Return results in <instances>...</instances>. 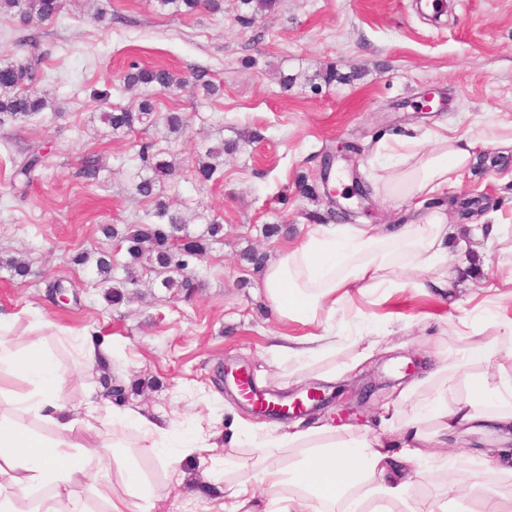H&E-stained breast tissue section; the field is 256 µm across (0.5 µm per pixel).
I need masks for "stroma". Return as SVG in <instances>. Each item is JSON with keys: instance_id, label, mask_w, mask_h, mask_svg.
I'll use <instances>...</instances> for the list:
<instances>
[{"instance_id": "35a3bbf8", "label": "stroma", "mask_w": 512, "mask_h": 512, "mask_svg": "<svg viewBox=\"0 0 512 512\" xmlns=\"http://www.w3.org/2000/svg\"><path fill=\"white\" fill-rule=\"evenodd\" d=\"M111 24L95 22L66 0L55 19L22 24L0 16V61L26 54L21 36L30 34L49 52L36 90L48 94L60 111L45 110L23 122L0 125V256L24 257L31 274L13 279L0 267V313L16 324L6 334L17 343L47 336L56 328L72 335L104 336L111 345L113 378L127 383L123 407L168 421L181 433L211 425L216 448L206 463L189 456L175 479L167 452H135L138 468L153 491L152 512H224L223 499L210 485L244 478L242 461H254L256 442L291 425L315 423L336 429L337 437H359L376 427L380 408L395 401L398 417H410L440 387L427 380L436 353L459 358L478 340L500 347L485 374L490 382L512 377V343L500 329L512 321V302L485 291L512 266V148L487 145L448 187L426 203L439 210L451 232L447 292L383 288L355 297L336 314L331 333L345 339L353 327L379 343L380 353L355 373L329 377L328 364L343 367L355 351L342 348L331 362L298 369L277 362L268 351L273 336L305 334V327L280 322L262 289L263 267L243 260L246 250L267 256L298 243L311 224H398L414 205L385 199L373 191L381 172V140L416 135L423 150L435 146L442 130L477 133L489 123L512 124V0H277L251 24L241 0H224L218 13L206 10L173 16L158 0H103ZM162 65L192 75L202 70L219 85L204 98L192 87L155 88L157 112L186 113L189 128L179 139L163 125L113 137L97 116L104 105L91 93L110 89L108 104L134 105L120 74L130 64ZM433 93V111L421 110ZM175 155V173L163 184L173 204L190 202L199 214L188 226L202 234L208 221L224 226L222 240L186 270L196 287L173 295L161 288L131 289V298L107 305L96 276L74 265L76 251L115 253L105 224L124 226L144 218L153 204L136 195L130 178L138 165L141 139ZM237 145L224 158V176L203 183L196 175L202 147L220 141ZM48 150L46 166L21 185L15 171L33 148ZM99 174L83 175L85 158ZM347 174L346 184L325 189L324 164ZM368 188L360 200L358 186ZM480 199L479 224L506 227V237L473 238L458 213L459 203ZM281 225L269 238L264 225ZM61 284L77 301L55 304L48 288ZM51 348L71 376L68 397L81 405L90 391H102L97 367L83 364L68 342ZM416 363L412 376L404 367ZM247 369L257 389L294 393L320 385L335 399L297 422L252 417L238 403L229 371ZM152 389L131 390L133 380ZM376 391H368L371 383ZM352 406L344 414V406ZM512 448V441L476 432L430 448L412 468L404 502L392 512L420 505L447 504L448 512H480L481 483L512 512V470L480 468L490 450Z\"/></svg>"}]
</instances>
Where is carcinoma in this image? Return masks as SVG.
<instances>
[{"mask_svg":"<svg viewBox=\"0 0 512 512\" xmlns=\"http://www.w3.org/2000/svg\"><path fill=\"white\" fill-rule=\"evenodd\" d=\"M159 5L174 15L192 13L202 5L212 12L222 9L223 0H158ZM64 7L63 0H0V15H19L20 21H48L57 17ZM28 56L21 61L0 63V124L6 120L24 121L28 117L46 110L51 101L45 94L27 89L39 81L41 64L47 52L33 38L25 40ZM129 89H149L159 86L164 89H181L188 81L179 74L163 67H143L131 64L122 76ZM100 121L114 135H122L139 127L155 123L152 100L145 96L135 107L117 108L102 112ZM161 120L171 137H178L188 128L187 117L182 112H166ZM236 144L219 143L206 149L199 159L197 173L203 182L215 181L221 177L226 154L234 152ZM139 169L134 174L135 192L154 202L149 220L140 224H127L119 229L106 225L104 233L118 239L125 250L127 260L115 263L112 255L78 251L72 255V263L78 266H91L97 282L108 288L104 298L109 305H117L126 298L125 288L142 284L140 271L148 264L158 272L151 286L159 285L169 291L179 292L192 286L190 279L182 275L188 259L204 256L212 242L224 234V225L210 223L206 231L198 236L187 237L186 251L177 250L172 244L174 232L182 231L187 224L199 218L196 210L185 206V211L174 210L157 192L158 183L172 173L175 162L161 156L154 145L145 142L138 154ZM45 166L44 156L38 150L30 152L19 166L16 176L24 184H29L34 173ZM12 272V277L24 280L30 274L29 264L17 256L0 258V266Z\"/></svg>","mask_w":512,"mask_h":512,"instance_id":"1","label":"carcinoma"}]
</instances>
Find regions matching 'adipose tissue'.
<instances>
[{
	"label": "adipose tissue",
	"mask_w": 512,
	"mask_h": 512,
	"mask_svg": "<svg viewBox=\"0 0 512 512\" xmlns=\"http://www.w3.org/2000/svg\"><path fill=\"white\" fill-rule=\"evenodd\" d=\"M490 142L512 147V136L495 123L485 136L442 134L429 155L421 153L417 137L393 140L385 145L390 162L381 185L425 202ZM447 261L448 226L438 212L395 225L385 235L370 224H314L302 242L267 263L263 285L278 320L309 325L335 315L354 296L394 287L391 273L399 262L423 272L415 288L445 291ZM336 350L323 332L281 335L270 347L275 359L298 366ZM67 386L47 337L17 346L0 336V512H90L93 502L105 512H150L151 491L125 449L124 435L108 432L117 420L142 434L145 451L173 449V467L181 453L211 448L213 434L205 427L183 436L165 421L102 399L77 407L66 398ZM479 423L512 431V378L492 385L473 376L456 404H449L446 392H435L411 417L382 418L379 432L357 439H337L327 426L268 437L258 461L245 465V478L221 485L224 512H360L354 491L367 484L379 501H404V464L419 461L425 449L447 447L449 437ZM286 445L301 448V456L285 466L273 462V449ZM115 474L125 486L120 495L112 491ZM258 486L270 491V499L255 495Z\"/></svg>",
	"instance_id": "1"
}]
</instances>
